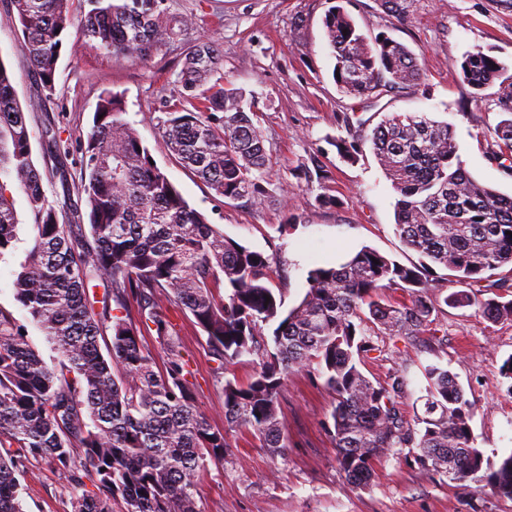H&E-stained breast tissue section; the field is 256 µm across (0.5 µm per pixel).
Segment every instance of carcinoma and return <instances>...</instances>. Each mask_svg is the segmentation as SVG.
I'll use <instances>...</instances> for the list:
<instances>
[{
    "mask_svg": "<svg viewBox=\"0 0 512 512\" xmlns=\"http://www.w3.org/2000/svg\"><path fill=\"white\" fill-rule=\"evenodd\" d=\"M72 0H11L20 45L43 89L55 74L73 24ZM83 39L115 56L148 60L180 41L187 19L161 8L164 0H86ZM339 89L376 98L416 85L418 57L387 37L368 40L341 7L324 18ZM222 49L211 41L184 55L180 79L186 106L160 118L168 150L219 195L232 200L264 194L267 168L258 115L245 93L224 86ZM474 89L498 85L509 117L488 130L501 166L512 174V78L481 50L460 63ZM123 97L104 91L81 145L88 225L60 222L32 160V132L0 60V177L23 191L36 230L19 263L16 299L48 336L58 362L48 367L33 351L12 313L0 309V512H22V459H47L81 491L73 512H198L204 461L232 460L228 432H247L259 446L286 448L280 398L288 376L317 365L334 395L335 460L354 487L369 485L374 464L392 456L460 486L487 487L512 500V454L498 469L484 467L474 445V408L448 369L430 365L419 397L422 428L406 419L404 377L373 383L361 365L380 331L404 341L447 333L433 318L431 278L439 265L497 297L480 304L493 321L512 320V197L465 169L451 126L424 113L393 112L372 130V150L397 194L394 233L425 261L406 267L363 248L337 267L308 273L302 300L283 310L267 286L269 258L208 222L157 165L126 120ZM19 224L13 196L0 180V259L15 248ZM103 283L94 310L89 289ZM399 293L384 300L382 290ZM177 303L206 334L214 371L245 356L257 358L250 382L221 383L227 429H213L194 406L188 363L168 311ZM273 326V349L263 327ZM110 334L107 354L99 338ZM151 337L147 344L145 337ZM162 366H157V359Z\"/></svg>",
    "mask_w": 512,
    "mask_h": 512,
    "instance_id": "cac0c4a2",
    "label": "carcinoma"
}]
</instances>
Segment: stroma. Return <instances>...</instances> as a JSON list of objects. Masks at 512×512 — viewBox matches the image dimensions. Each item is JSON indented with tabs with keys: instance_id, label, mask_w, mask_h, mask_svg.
<instances>
[{
	"instance_id": "stroma-1",
	"label": "stroma",
	"mask_w": 512,
	"mask_h": 512,
	"mask_svg": "<svg viewBox=\"0 0 512 512\" xmlns=\"http://www.w3.org/2000/svg\"><path fill=\"white\" fill-rule=\"evenodd\" d=\"M187 16L181 44L145 62L114 59L83 42L71 28L59 60L55 90L46 93L20 50L21 31L10 0H0V61L11 73L14 95L33 133L32 156L49 200L64 202L63 220L85 215L76 191L81 181L79 147L91 131L104 90L122 94L126 119L148 146L157 166L191 207L226 237L263 253L272 266L270 286L285 307L298 304L311 269L335 266L362 247L411 267L421 257L394 234L395 192L371 149L355 160L336 149L340 139L365 138L393 112H424L452 125L465 169L479 182L512 194V176L496 157L487 127L502 118L493 89L475 91L463 79V57L480 50L512 70V0H409L405 19L388 15L379 0H167ZM340 6L367 37L388 36L418 55V85L392 90L377 100L345 95L332 78L323 19ZM204 39L223 49L224 84L242 89L260 117L268 156L267 194L262 200H229L167 149L159 119L182 102L178 74L185 48ZM54 123L57 146L42 136ZM15 257L0 261V309L23 325L29 345L54 365L53 343L17 302ZM436 298L437 318L448 329L446 344L428 338L395 344L373 337L363 372L372 381L401 373L407 381L402 408L413 417L426 386L424 370L439 364L455 374L474 404L470 422L475 445L491 467L512 454V380L501 372L512 356V321L486 319L478 305L452 307L445 295L460 288L450 271ZM181 352L188 360L197 412L223 429L224 396L215 382L205 333L190 314L170 312ZM333 395L316 368L289 376L281 402L287 450L274 454L248 435L230 439L236 465L206 462L198 488L199 512H512V501L475 494L448 478L383 458L366 489L347 483L336 466L327 430ZM18 499L23 512H73L75 489L40 457L23 462Z\"/></svg>"
}]
</instances>
